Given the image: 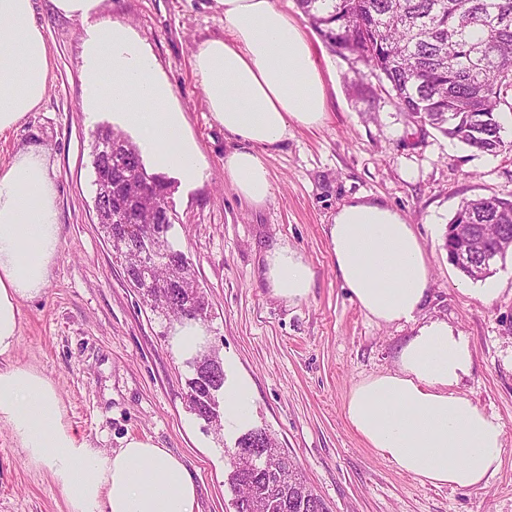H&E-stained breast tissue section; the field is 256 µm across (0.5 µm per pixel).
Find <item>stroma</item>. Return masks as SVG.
Masks as SVG:
<instances>
[{
	"label": "stroma",
	"instance_id": "1",
	"mask_svg": "<svg viewBox=\"0 0 512 512\" xmlns=\"http://www.w3.org/2000/svg\"><path fill=\"white\" fill-rule=\"evenodd\" d=\"M49 49L47 94L36 111L0 135V166L44 151L58 191L62 246L43 293L23 302L19 340L0 364L32 368L56 386L66 423L94 447L148 438L177 455L198 490L195 512H235L227 448L266 430L330 512H512V253L483 280L464 277L443 248L463 200L512 196V127L497 154L477 153L431 131L419 133L366 77L308 30L327 85L329 110L316 127L292 126L265 161L273 198L255 206L224 174L236 146L209 111L194 53L224 36L219 0H101L87 18L35 0ZM129 29L171 84L204 161L189 182L173 168L174 237L212 308L210 336L226 383L253 388L244 423L217 430L189 408L191 376L160 320L127 282L94 209L93 134L116 127L111 107L85 112L84 47L101 22ZM361 200L397 210L412 224L431 272L429 294L410 323L380 324L351 300L336 275L328 226ZM278 247L312 269L307 298L274 294L267 256ZM440 320L466 336L473 357L458 390L504 425L501 470L478 488L435 487L367 448L345 403L361 381L394 370L419 325ZM0 512H69L50 469L29 461L0 423Z\"/></svg>",
	"mask_w": 512,
	"mask_h": 512
}]
</instances>
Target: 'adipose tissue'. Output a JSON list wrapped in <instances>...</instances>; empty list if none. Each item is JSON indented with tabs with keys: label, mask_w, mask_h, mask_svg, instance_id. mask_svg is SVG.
<instances>
[{
	"label": "adipose tissue",
	"mask_w": 512,
	"mask_h": 512,
	"mask_svg": "<svg viewBox=\"0 0 512 512\" xmlns=\"http://www.w3.org/2000/svg\"><path fill=\"white\" fill-rule=\"evenodd\" d=\"M228 39L200 44L195 68L207 106L239 146L224 158L237 194L261 205L274 187L267 151L292 125L322 123L325 80L304 31L275 0H221ZM84 106H109L134 129L157 164L193 180L202 156L188 136L171 85L129 31L102 23L85 48ZM48 48L33 0H0V134L38 108L49 80ZM337 276L352 301L383 323L411 322L429 291L430 269L412 225L398 212L352 202L328 231ZM55 184L39 153L18 154L0 168V356L15 347L19 304L49 283L60 251ZM274 293L305 299L313 272L289 248L268 256ZM472 366L465 336L447 323L422 325L397 355L394 371L370 377L350 393L346 417L384 459L437 487L477 488L502 465L500 420L457 392ZM0 421L19 448L48 466L70 512H195L196 485L184 463L150 439L132 437L104 453L64 422L51 381L18 365L0 367Z\"/></svg>",
	"instance_id": "1"
}]
</instances>
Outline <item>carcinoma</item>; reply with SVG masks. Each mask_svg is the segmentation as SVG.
<instances>
[{
	"label": "carcinoma",
	"mask_w": 512,
	"mask_h": 512,
	"mask_svg": "<svg viewBox=\"0 0 512 512\" xmlns=\"http://www.w3.org/2000/svg\"><path fill=\"white\" fill-rule=\"evenodd\" d=\"M310 25L336 54L353 57L420 131L434 129L468 148L495 154L504 146L503 108L512 109V0H296ZM98 223L112 236L115 258L124 262L130 286L168 328L187 306L209 321V303L196 293L195 270L172 236L171 185L147 171L139 148L122 132L97 131L93 151ZM112 223H107V220ZM448 260L471 280L494 272L512 251V200L462 202L448 223ZM207 342L185 359L189 408L220 424L218 395L224 365ZM269 451L279 469L250 480L249 460L229 462L238 501L253 512H299L292 501L325 503L307 487L293 461L263 429L235 441L238 451Z\"/></svg>",
	"instance_id": "cac0c4a2"
}]
</instances>
